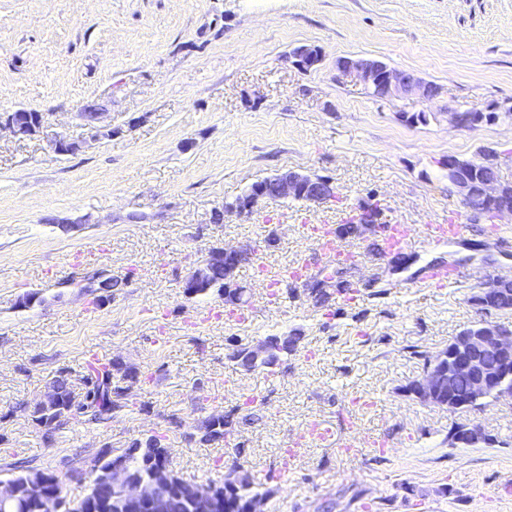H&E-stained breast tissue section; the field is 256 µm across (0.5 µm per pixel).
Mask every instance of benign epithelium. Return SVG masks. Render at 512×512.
I'll return each mask as SVG.
<instances>
[{"label":"benign epithelium","mask_w":512,"mask_h":512,"mask_svg":"<svg viewBox=\"0 0 512 512\" xmlns=\"http://www.w3.org/2000/svg\"><path fill=\"white\" fill-rule=\"evenodd\" d=\"M294 63L301 69L309 70L321 61V52L309 46H302L293 52ZM338 68L354 76L366 86L377 88L379 98L391 100L405 95L431 97L434 90L430 84L423 82L411 73L390 68L382 61L369 59L345 58L338 62ZM101 111L82 112L80 119L84 130L81 143L96 141L101 136L98 126ZM450 122L457 127L472 128L482 122L475 111H453L449 113ZM8 131L17 137H27L34 130L19 124L12 113H0V132ZM463 162L454 156L448 157L446 169L452 179L448 180L461 197L467 202L470 195L469 182L455 176ZM484 196L496 217L512 215V184L494 177L484 184ZM336 198V187L328 178L304 174L294 170L279 172L256 181L250 190L239 197L231 208L239 213H250L260 202L270 199H299L305 203H324ZM351 235L359 237L369 231L380 236L382 224L373 220L366 209L350 215L346 221ZM255 249L219 248L213 257L224 260L225 279L235 278L238 269L237 260L250 257ZM206 261L196 263L184 279L185 293L191 295L195 288L202 285L201 270ZM512 363V330L490 321H480L473 329H463L448 343V347L439 351L426 363V372L416 380L412 391L422 402L438 407L444 406L439 399L436 370L448 365V382L469 375L473 378L471 393L463 403L468 411L480 409L488 399H512V371L506 366ZM57 395L54 388H48L41 399L30 406L31 416H48V421L55 424L66 417L80 413L74 404L63 413H52ZM490 441L482 427L477 423H468L457 427L451 433L454 444L465 443L470 438ZM106 459L109 461L104 474V484L109 491H117L121 500L132 506H144L149 512H165L169 484L174 473L165 468L140 480H132L128 475L127 462L123 454L114 452ZM19 495V487L11 479L0 481V508L6 509ZM220 495L214 488L198 486L190 500V512H218Z\"/></svg>","instance_id":"7a95c632"}]
</instances>
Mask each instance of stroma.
I'll return each mask as SVG.
<instances>
[{
	"mask_svg": "<svg viewBox=\"0 0 512 512\" xmlns=\"http://www.w3.org/2000/svg\"><path fill=\"white\" fill-rule=\"evenodd\" d=\"M301 46L319 48L320 64L298 68ZM344 57L380 60L438 92L377 100L337 70ZM91 101L104 108L105 137L57 153L54 140L79 136ZM510 107L512 0H0V112L46 120L29 137L0 133V479L16 462L47 469L76 503L87 481L74 465L161 432L184 479H217L235 462L262 479L265 512H512V400L451 412L407 390L472 322L512 328V311L471 301L486 274L512 271V218L470 217L461 239L419 241L397 264L369 236H349L358 259L339 273L302 230L343 225L366 200L389 224L464 212L445 161L489 147L512 182ZM456 108L500 118L461 129L448 120ZM289 169L331 179L335 200L226 210ZM224 246L255 251L236 272L246 304L189 327L224 300L186 297L182 280ZM298 261L307 281L269 304L256 264ZM432 265L468 276L418 287ZM94 269L120 282L98 303L83 294ZM319 281L322 305L309 295ZM25 293L39 302L18 307ZM287 334L296 350L276 375L230 359ZM92 349L145 377L139 407L97 424L78 416L45 436L29 403L61 371L82 372ZM246 396L258 401L251 418L238 409ZM214 412L228 415L233 446L189 441ZM313 419L333 440L303 449L289 481L274 478ZM468 421L492 443L450 445ZM353 432L388 446L346 455L336 442Z\"/></svg>",
	"mask_w": 512,
	"mask_h": 512,
	"instance_id": "obj_1",
	"label": "stroma"
}]
</instances>
